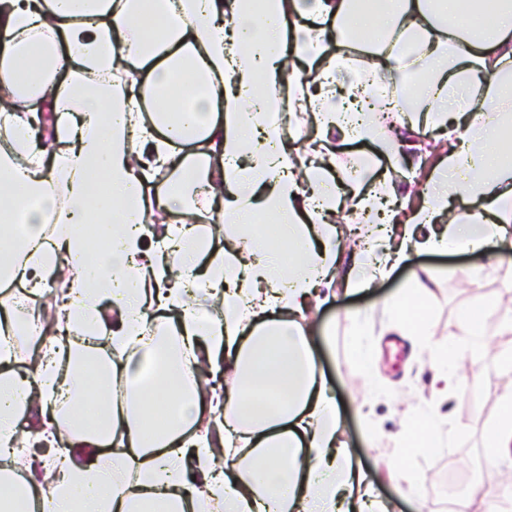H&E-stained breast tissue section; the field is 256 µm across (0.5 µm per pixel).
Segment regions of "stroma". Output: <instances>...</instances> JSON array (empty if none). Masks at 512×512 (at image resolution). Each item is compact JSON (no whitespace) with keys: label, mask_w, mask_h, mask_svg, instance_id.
<instances>
[{"label":"stroma","mask_w":512,"mask_h":512,"mask_svg":"<svg viewBox=\"0 0 512 512\" xmlns=\"http://www.w3.org/2000/svg\"><path fill=\"white\" fill-rule=\"evenodd\" d=\"M336 182L356 194L377 191L393 152L386 135L351 138L336 146ZM427 268L431 296L422 311L426 335L405 332L383 306L393 293L412 285V273ZM490 303L483 333H463L461 316L477 304ZM512 254L499 243L483 250L460 247L447 254L413 253L375 288L337 293L314 311L313 334L322 351L320 367L329 378L342 411L343 431L360 467L371 477L390 512H448L462 481L483 473L470 512H512V489L489 476V469L512 474V455L494 459L490 432L512 397V372L497 373L512 352ZM373 356L364 372L358 349ZM451 352L453 374L440 383L432 367L433 350ZM492 374L477 380L479 365ZM432 415L443 435L440 448L411 450L400 437L415 412ZM413 476L412 495L402 494L390 478L398 466Z\"/></svg>","instance_id":"1"}]
</instances>
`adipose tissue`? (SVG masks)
I'll list each match as a JSON object with an SVG mask.
<instances>
[{
    "label": "adipose tissue",
    "instance_id": "adipose-tissue-1",
    "mask_svg": "<svg viewBox=\"0 0 512 512\" xmlns=\"http://www.w3.org/2000/svg\"><path fill=\"white\" fill-rule=\"evenodd\" d=\"M483 9L0 0V286L33 298L68 277L52 321L0 300V512H388L343 439L308 311L317 288L365 291L409 252L512 240V0L488 25L463 24ZM374 97L398 149L380 191L354 202L381 231L340 271L335 142L377 137L362 118ZM283 111L289 143L269 120ZM437 131L450 147L406 209L402 165L423 166L421 139ZM166 166L182 190L150 204ZM188 197L193 224L153 226V209ZM261 210L276 241L256 227ZM88 222L98 242L79 233ZM201 222L239 233L217 253ZM430 293L420 269L384 306L418 333ZM212 296L223 315L204 309ZM20 333L40 343L30 370ZM91 405L94 427L74 414ZM36 446L39 493L16 478L18 449Z\"/></svg>",
    "mask_w": 512,
    "mask_h": 512
}]
</instances>
